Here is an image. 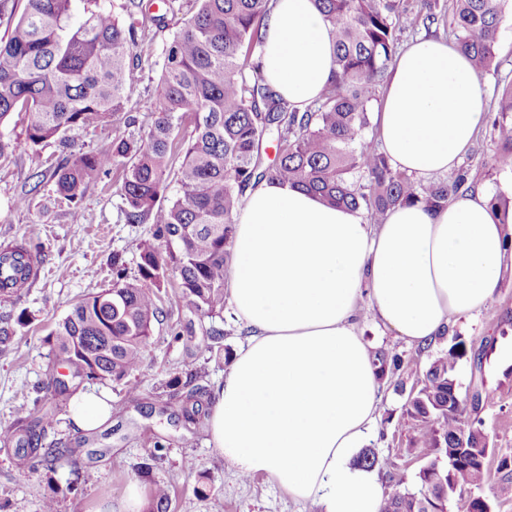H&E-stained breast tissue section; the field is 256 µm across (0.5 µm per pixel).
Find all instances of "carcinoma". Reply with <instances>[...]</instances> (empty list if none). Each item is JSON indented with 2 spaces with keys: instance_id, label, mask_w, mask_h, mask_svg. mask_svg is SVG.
Masks as SVG:
<instances>
[{
  "instance_id": "1",
  "label": "carcinoma",
  "mask_w": 512,
  "mask_h": 512,
  "mask_svg": "<svg viewBox=\"0 0 512 512\" xmlns=\"http://www.w3.org/2000/svg\"><path fill=\"white\" fill-rule=\"evenodd\" d=\"M0 0V124L18 112L27 117L25 139L33 147L70 145V134L112 122L126 112L138 82L134 49L144 36L136 13L143 0H124V21L105 0ZM197 12L173 34L160 66L161 116L143 141L118 138L112 150L69 153L52 172H37L30 191L52 181L55 191L76 203L87 189L116 168L121 172L122 212L129 224H153L152 236L134 249L137 271L112 257L111 287L76 302L48 334L55 359L72 378L120 384L136 371L164 310L160 290L168 275L179 279V301L211 318L224 312V272L235 236V217L246 192L278 181L311 191L328 205L365 210L381 219L399 205L436 210L475 188L471 165L464 162L429 186L395 168L378 140L367 135L371 103L386 80L398 48L404 0H313L332 29L336 70L321 97L301 112L268 83L252 57L264 43L271 0H199ZM425 28L442 22L466 53L477 75L498 74L495 62L505 10L512 0H451L444 14L436 0H417ZM193 116L189 139L183 119ZM495 149L492 169L512 174V81L503 88L494 112L487 113ZM275 145V156L267 148ZM175 190L166 172L174 159ZM493 213L512 207V197L497 189L489 196ZM25 284L32 249L15 244L0 249ZM224 330L212 327L206 349L221 356ZM468 355L461 336L429 361L417 390L407 396L413 447L431 458L418 473L416 493L383 496L381 512H448V485L471 498L472 512H487L491 501L480 494L488 472L487 435L478 413L488 398L461 394L460 362ZM381 377L402 368V360L375 353ZM186 390L181 412L186 424L209 417L211 394L175 377L168 384ZM50 425L37 408L18 412L8 429L15 453L53 470L61 457L41 448ZM469 426L474 433L461 441ZM447 465H439L441 457ZM166 487H154L146 512H170Z\"/></svg>"
}]
</instances>
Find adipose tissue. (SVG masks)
I'll list each match as a JSON object with an SVG mask.
<instances>
[{
    "label": "adipose tissue",
    "instance_id": "1",
    "mask_svg": "<svg viewBox=\"0 0 512 512\" xmlns=\"http://www.w3.org/2000/svg\"><path fill=\"white\" fill-rule=\"evenodd\" d=\"M260 67L298 109L336 67L312 0H273ZM486 89L468 56L419 40L397 57L379 116L392 164L418 178L447 172L473 144ZM508 256L483 190L432 213L397 207L384 223L287 183L248 190L227 272L249 335L212 392L209 444L239 474L264 475L316 512H380L376 473L354 459L379 421L374 351L358 330L363 303L408 345L436 342L494 301ZM74 426L97 429L109 398L76 392Z\"/></svg>",
    "mask_w": 512,
    "mask_h": 512
}]
</instances>
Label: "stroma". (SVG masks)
Instances as JSON below:
<instances>
[{
	"mask_svg": "<svg viewBox=\"0 0 512 512\" xmlns=\"http://www.w3.org/2000/svg\"><path fill=\"white\" fill-rule=\"evenodd\" d=\"M196 10V0H173L163 14L162 28L152 30L137 52L141 56L140 80L128 108L141 131L158 119L159 63L167 43ZM24 115L12 114L0 134L12 139V155L0 161V246L17 242L37 248L41 276L31 287L18 289L10 302L0 303V326L11 336L0 342V432L7 429L21 407L40 400L55 405L52 428L42 437L43 448L79 449V466L31 469L29 461L0 446V512H43L47 497H54L57 512H114L130 486L150 496L159 484L171 496L170 512H314L311 503L297 500L271 479L243 478L223 456L208 445L206 427H184L181 401L173 399L160 411L156 396L172 378H195L214 388L223 376L226 360L210 357L203 348L211 318L188 307L172 304L177 278H169L161 291L168 300V316L156 326L151 345L132 379L137 388L107 384L112 417L93 431L77 429L69 418V399L54 393V380L62 366L53 364L46 341L48 333L85 295L112 285V257L122 255L135 268L130 249L133 240L149 236L147 224L125 223L121 213L120 183L104 178L89 189L79 204L58 196L53 184L31 192V176L47 170L58 159L57 147L33 149L25 139ZM26 206H17L21 195ZM359 331L374 349L401 356L404 369L386 377L381 388V420L369 446L378 455L376 471L384 491H418L417 473L426 463L420 449L411 447V429L405 414L407 392L419 386L425 365L448 349L452 337L444 336L423 353H416L380 322L371 306H363ZM467 342L480 345L494 339L481 376L472 377L469 362H462V383L473 382L489 403L481 412L489 439V458L512 455V268H506L492 303L458 327ZM419 364H412V355ZM193 459L186 469L185 459Z\"/></svg>",
	"mask_w": 512,
	"mask_h": 512,
	"instance_id": "stroma-1",
	"label": "stroma"
}]
</instances>
